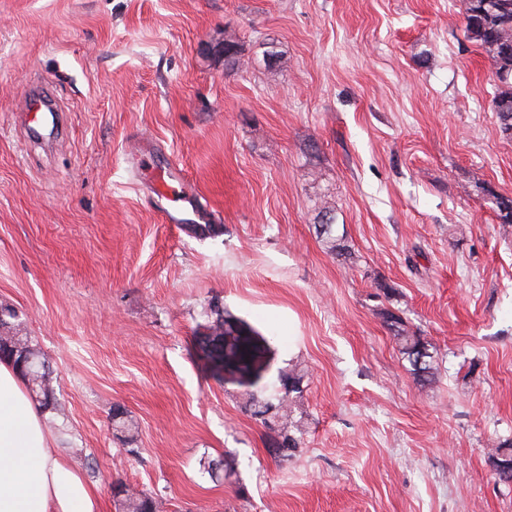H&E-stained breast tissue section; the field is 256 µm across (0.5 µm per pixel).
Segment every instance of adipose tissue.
Wrapping results in <instances>:
<instances>
[{
  "mask_svg": "<svg viewBox=\"0 0 512 512\" xmlns=\"http://www.w3.org/2000/svg\"><path fill=\"white\" fill-rule=\"evenodd\" d=\"M98 495L50 436L19 373L0 362V512H99Z\"/></svg>",
  "mask_w": 512,
  "mask_h": 512,
  "instance_id": "obj_1",
  "label": "adipose tissue"
}]
</instances>
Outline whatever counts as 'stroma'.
<instances>
[{
	"instance_id": "1",
	"label": "stroma",
	"mask_w": 512,
	"mask_h": 512,
	"mask_svg": "<svg viewBox=\"0 0 512 512\" xmlns=\"http://www.w3.org/2000/svg\"><path fill=\"white\" fill-rule=\"evenodd\" d=\"M466 7L0 0V307L57 375L42 417L100 512L118 481L160 512H512L487 464L512 439V226L490 199L512 197V139ZM32 83L65 114L48 141L21 124ZM214 301L265 338L267 382L302 377L289 456L193 344ZM385 309L433 345L432 384Z\"/></svg>"
}]
</instances>
